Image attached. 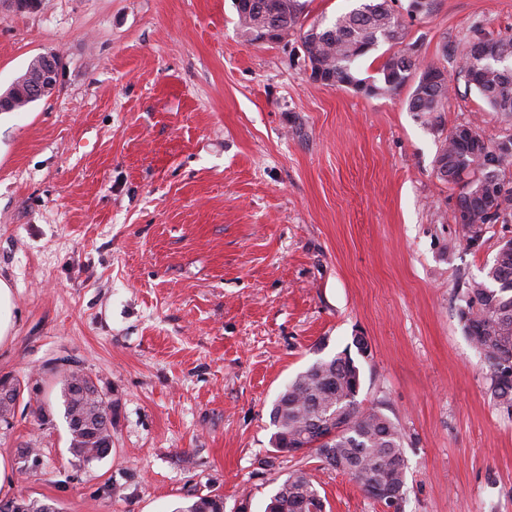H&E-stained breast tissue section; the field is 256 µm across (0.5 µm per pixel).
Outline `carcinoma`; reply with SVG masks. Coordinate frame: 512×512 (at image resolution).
Returning <instances> with one entry per match:
<instances>
[{"label":"carcinoma","instance_id":"carcinoma-1","mask_svg":"<svg viewBox=\"0 0 512 512\" xmlns=\"http://www.w3.org/2000/svg\"><path fill=\"white\" fill-rule=\"evenodd\" d=\"M302 9L300 0H239L238 28L252 42L274 18L286 37L297 30ZM406 36V20L394 8L393 0H359V4L332 22L311 25L300 39L306 47L304 60L311 68L333 73L336 82H345L356 91L363 82L358 77L356 62L381 43L398 47ZM484 40L495 45L499 56L512 60L511 33L486 36ZM471 44L472 41H466L462 49L458 75L478 91L491 111L511 122L512 67L483 65L473 69ZM445 72L441 64L406 56L399 49L385 58L380 66V81L373 80L371 84L389 94L417 76L408 111L435 130L452 91ZM489 161L487 155H472L463 142L450 134L437 158V164L447 166L452 173L449 183L459 188L454 218L467 242L473 239L474 225L494 223L498 212L512 209V180L504 175L492 189L496 195L493 201L484 205L467 202L469 177ZM461 301L459 318L466 338L484 357L489 389L497 405L512 417V240L499 247L485 279L469 284ZM86 378L78 368L66 371L62 395L70 432L69 449L76 458L91 462L112 448V405L98 390L84 393L73 388V384ZM360 386V369L346 349L298 373L284 386L270 412L276 429L274 447L282 452L308 445V453L327 468L351 476L366 492L386 483L402 489L406 483L402 430L380 409L360 406ZM336 420L346 428L330 440L318 443L317 425ZM312 507L322 512L325 500L306 473L297 470L279 485L265 512H310ZM186 512H224V500L216 495L199 496Z\"/></svg>","mask_w":512,"mask_h":512}]
</instances>
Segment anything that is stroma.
<instances>
[{
    "label": "stroma",
    "mask_w": 512,
    "mask_h": 512,
    "mask_svg": "<svg viewBox=\"0 0 512 512\" xmlns=\"http://www.w3.org/2000/svg\"><path fill=\"white\" fill-rule=\"evenodd\" d=\"M236 20L234 0H0V93L37 56L62 64L51 97L0 116V379L23 389L0 422L8 498L181 512L218 495L264 512L302 469L326 512H383L271 445L285 384L363 336L357 399L404 434L401 512H512V418L458 316L512 221L468 247L436 169L455 126L512 134L457 78L460 41L512 32V0H434L410 23L421 60L448 49L436 132L411 87L315 82L298 36L252 43ZM75 366L112 405V450L89 463L69 451Z\"/></svg>",
    "instance_id": "35a3bbf8"
}]
</instances>
